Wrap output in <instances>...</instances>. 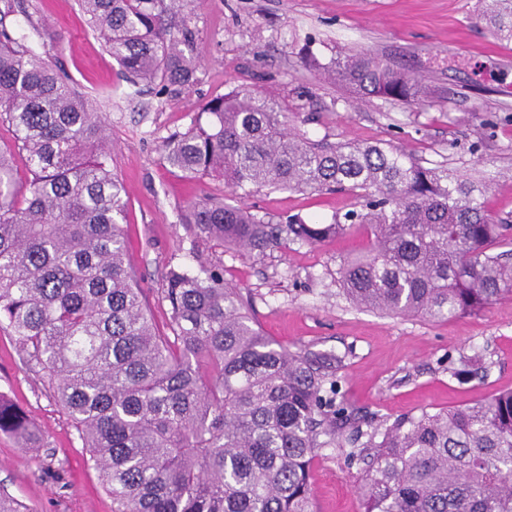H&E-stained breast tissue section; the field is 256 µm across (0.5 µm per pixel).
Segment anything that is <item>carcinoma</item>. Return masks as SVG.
<instances>
[{
	"instance_id": "1",
	"label": "carcinoma",
	"mask_w": 512,
	"mask_h": 512,
	"mask_svg": "<svg viewBox=\"0 0 512 512\" xmlns=\"http://www.w3.org/2000/svg\"><path fill=\"white\" fill-rule=\"evenodd\" d=\"M175 0H81L91 29L136 83L189 88L199 62ZM480 18L512 40V0ZM27 0H0V121L25 153L20 185L0 150V320L27 366L46 374L100 471L113 512H316L310 473L325 448L366 463L364 512H512V390L463 408L375 422L337 400L344 357L291 350L256 327L219 267L171 266L170 334L151 320L128 260L127 191L113 172L107 118L8 26ZM327 70L358 98L407 103L426 87L368 53ZM205 124L163 141L166 163L234 194L341 190L359 208L328 223H278L244 203L206 197L181 223L197 236L262 255L315 245L355 227L368 246L337 282L357 307L444 320L512 293L506 225L485 210L487 184L425 167L382 142L330 143L290 127L274 96L236 87L208 100ZM0 433L43 447L28 415L0 395Z\"/></svg>"
}]
</instances>
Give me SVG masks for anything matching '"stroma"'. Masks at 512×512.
<instances>
[{
    "instance_id": "35a3bbf8",
    "label": "stroma",
    "mask_w": 512,
    "mask_h": 512,
    "mask_svg": "<svg viewBox=\"0 0 512 512\" xmlns=\"http://www.w3.org/2000/svg\"><path fill=\"white\" fill-rule=\"evenodd\" d=\"M12 16L16 37L64 70L112 139V169L129 202V256L155 325L166 330L161 296L168 267L220 265L248 312L272 339L296 350L343 355L340 398L360 414L395 419L464 407L512 389V294L480 312L434 321L383 316L343 295L337 270L368 239L353 228L317 245L250 256L187 231L188 202L236 199L223 181H188L164 161L161 145L200 116L204 103L234 86L276 95L298 130L314 140L384 142L472 178L492 173L488 214L512 225V42L494 37L478 0H180L194 31L197 83L177 91L133 85L89 27L78 0H29ZM369 52L416 75L430 91L422 103L357 99L330 82L320 64L336 53ZM316 64L306 62V55ZM247 205L261 215L317 220L356 208L346 192L262 189ZM0 394L41 427L46 446L23 452L0 434V488L27 512H112L97 469L44 374L29 369L0 322ZM365 465L323 449L311 473L317 512H363Z\"/></svg>"
}]
</instances>
